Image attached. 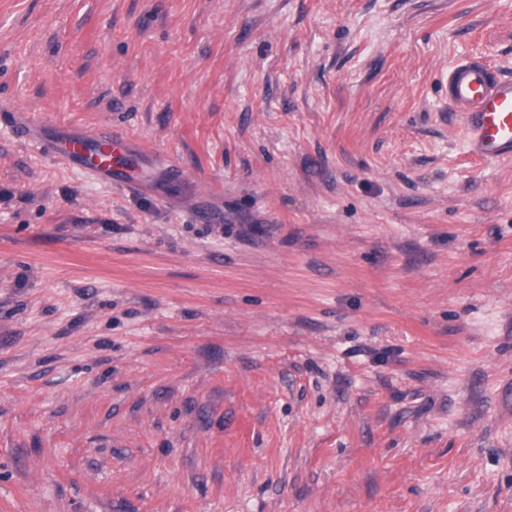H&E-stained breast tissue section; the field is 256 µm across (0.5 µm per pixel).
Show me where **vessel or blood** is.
<instances>
[{"label": "vessel or blood", "mask_w": 512, "mask_h": 512, "mask_svg": "<svg viewBox=\"0 0 512 512\" xmlns=\"http://www.w3.org/2000/svg\"><path fill=\"white\" fill-rule=\"evenodd\" d=\"M448 104L464 115L466 144L472 156L494 160L512 155L511 77L473 59H458L448 69ZM19 133L22 138L39 143L45 152L104 183L112 180L111 166H88L84 147L101 140L119 154L131 153L125 138L109 132L95 137L73 130H52L27 119L20 123Z\"/></svg>", "instance_id": "1"}]
</instances>
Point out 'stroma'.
<instances>
[{"label": "stroma", "instance_id": "1", "mask_svg": "<svg viewBox=\"0 0 512 512\" xmlns=\"http://www.w3.org/2000/svg\"><path fill=\"white\" fill-rule=\"evenodd\" d=\"M512 0H0V512H512ZM122 133L139 191L16 131ZM448 105L465 119L468 152L494 160L512 155V78L471 58L448 67Z\"/></svg>", "mask_w": 512, "mask_h": 512}]
</instances>
